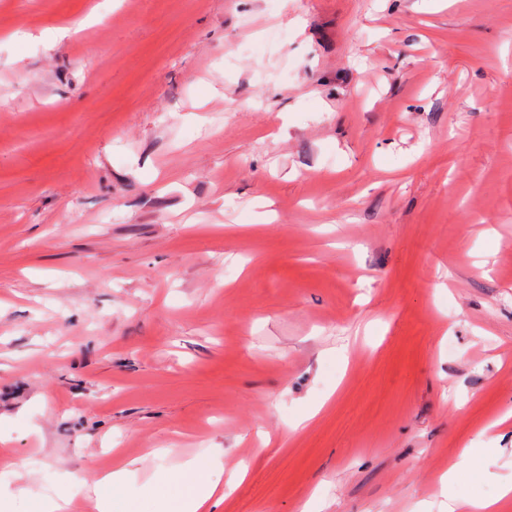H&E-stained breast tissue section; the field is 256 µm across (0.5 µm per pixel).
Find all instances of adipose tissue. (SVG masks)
<instances>
[{
    "instance_id": "ef3b65f1",
    "label": "adipose tissue",
    "mask_w": 512,
    "mask_h": 512,
    "mask_svg": "<svg viewBox=\"0 0 512 512\" xmlns=\"http://www.w3.org/2000/svg\"><path fill=\"white\" fill-rule=\"evenodd\" d=\"M128 476L127 466L120 463L113 466L91 488L77 476L67 475L64 479L66 495L38 498L33 512H65L67 504L77 497L88 498L95 512H129L125 501ZM173 486L179 490L177 498H174L177 512H209L218 488L208 470L190 464L169 474L166 484L151 491L148 497L151 506H163L167 498H170L169 489Z\"/></svg>"
}]
</instances>
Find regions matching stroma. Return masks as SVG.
Listing matches in <instances>:
<instances>
[{
	"label": "stroma",
	"instance_id": "obj_1",
	"mask_svg": "<svg viewBox=\"0 0 512 512\" xmlns=\"http://www.w3.org/2000/svg\"><path fill=\"white\" fill-rule=\"evenodd\" d=\"M510 405L512 0H0L12 512L118 458L444 512Z\"/></svg>",
	"mask_w": 512,
	"mask_h": 512
}]
</instances>
